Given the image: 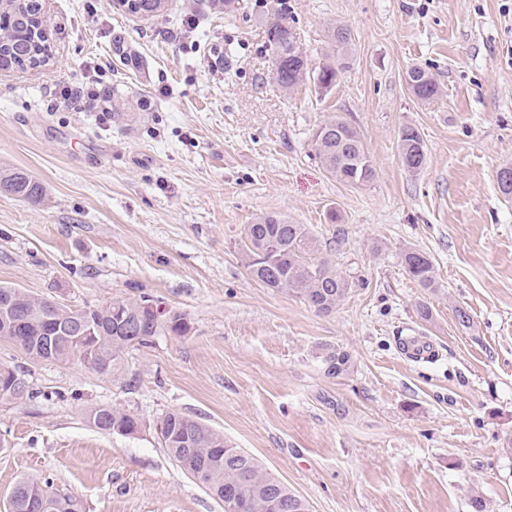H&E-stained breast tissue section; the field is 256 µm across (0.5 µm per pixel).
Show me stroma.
<instances>
[{
  "label": "stroma",
  "mask_w": 512,
  "mask_h": 512,
  "mask_svg": "<svg viewBox=\"0 0 512 512\" xmlns=\"http://www.w3.org/2000/svg\"><path fill=\"white\" fill-rule=\"evenodd\" d=\"M41 3L51 61L0 75V166L47 195L0 192V284L72 310L160 298L190 330L128 350L120 378L0 341V364L33 392L0 400V512L23 476L84 512H224L158 440L173 410L310 512H470L476 493L512 512V198L497 183L512 165V0H237L228 15L177 0L150 21L117 0ZM279 9L313 69L333 53L329 28L351 30L331 90L277 85L262 19ZM412 66L434 77L433 99L407 90ZM90 78L107 116L53 94ZM332 115L359 129L371 183L323 168L312 133ZM406 125L426 145L416 173L398 152ZM266 213L332 244L351 284L335 312L251 279L240 244ZM409 248L432 257L434 290L406 274ZM410 334L437 357L402 355ZM328 347L349 371L327 374ZM97 406L136 415L139 431L96 429ZM0 191L30 205H40L46 198V189L42 183L17 168L0 167Z\"/></svg>",
  "instance_id": "35a3bbf8"
}]
</instances>
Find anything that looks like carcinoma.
<instances>
[{
  "instance_id": "1",
  "label": "carcinoma",
  "mask_w": 512,
  "mask_h": 512,
  "mask_svg": "<svg viewBox=\"0 0 512 512\" xmlns=\"http://www.w3.org/2000/svg\"><path fill=\"white\" fill-rule=\"evenodd\" d=\"M173 10V0H133L128 13L139 18L164 17ZM41 0H0V66L35 69L46 66L50 51L42 30ZM265 45L273 56L278 85L291 91L312 81L325 91L336 85L339 69L352 44L349 28L336 26L330 39L336 59L311 70L307 58L292 51L296 43L288 16L282 11L264 20ZM405 84L419 100H430L438 86L425 69L406 70ZM319 159L336 181L355 187L369 184L375 177L374 162L365 149L357 128L339 116L320 123L314 131ZM399 155L404 168L420 171L427 156L417 128L406 125L399 136ZM0 191L30 205L45 201L46 189L29 173L0 167ZM241 256L250 277L273 291L297 297L314 311L329 314L351 288L349 280L336 268V261L305 224H294L278 214H265L245 226ZM402 264L419 287H437L432 258L409 248ZM83 330L58 329L61 317L55 302L34 297L21 288L0 285V340L21 349L28 360L79 361L102 375L119 377L124 370V351L151 345L162 334L184 336L190 326L184 314L173 309L156 318L142 310L141 302L114 300L103 308L86 307L74 311ZM349 355L335 348L323 353L327 374L339 375L349 367ZM0 385L13 388L11 398L32 397L24 375L0 366ZM90 423L103 430L125 435L135 431L139 418L123 410L98 406L89 413ZM161 445L182 470L214 499L224 501V492L238 493L241 512H275L277 499L288 501V512H307L305 501L288 486L265 472L258 461L242 451L231 454L224 435L181 413L170 411L156 423ZM12 512H83L80 499L53 489L48 481L23 478L14 486Z\"/></svg>"
}]
</instances>
